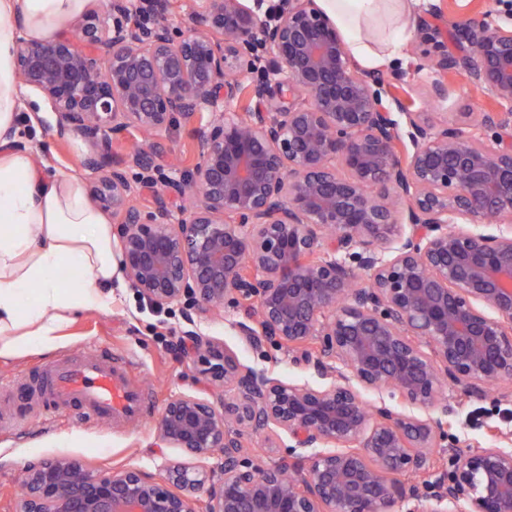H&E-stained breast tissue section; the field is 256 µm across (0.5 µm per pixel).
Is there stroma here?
Masks as SVG:
<instances>
[{
  "label": "stroma",
  "mask_w": 512,
  "mask_h": 512,
  "mask_svg": "<svg viewBox=\"0 0 512 512\" xmlns=\"http://www.w3.org/2000/svg\"><path fill=\"white\" fill-rule=\"evenodd\" d=\"M440 4L446 15L460 21L512 26V0H440ZM395 68L406 72L410 94L421 98L422 110L433 113L435 119L451 112H483L493 106L487 95L458 73L448 77L454 94L447 103L425 101L423 95L433 73L421 55L417 38L404 44ZM26 98L27 108L19 116L20 140L25 143L32 164L52 174L91 181V172L83 166L92 151L91 144L76 134L59 136L57 117L37 91L27 90ZM199 152L193 125L176 122L154 150L160 176L179 177L181 171L192 166ZM186 312L181 304L150 306L122 280L112 286L110 307L78 315L63 327L52 348L34 347L17 358H0V411L13 419L11 429L0 431V512H15L27 466L46 457L72 456L92 472L136 467L156 478L162 477L165 461L181 460L178 449L160 443L158 418L174 397L212 396L200 374L196 355L177 348L186 328ZM254 313L252 302L228 304L221 311L201 316L197 330L207 338L227 344L244 364L286 381L318 384L313 370L295 363L274 342L251 345L234 335L232 322L248 320ZM101 353L125 356L133 381L148 391L150 406L138 421L88 420L78 408H58L30 392L29 379L54 362ZM441 395L458 409L448 432L449 446L460 451L485 447L492 427L512 432V402L477 400L450 385L442 387Z\"/></svg>",
  "instance_id": "stroma-1"
}]
</instances>
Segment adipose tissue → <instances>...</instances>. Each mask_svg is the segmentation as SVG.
Wrapping results in <instances>:
<instances>
[{
	"label": "adipose tissue",
	"mask_w": 512,
	"mask_h": 512,
	"mask_svg": "<svg viewBox=\"0 0 512 512\" xmlns=\"http://www.w3.org/2000/svg\"><path fill=\"white\" fill-rule=\"evenodd\" d=\"M418 0H323L346 32L354 59L382 67L412 33ZM107 0H0V357L52 346L73 315L109 306L116 279L112 226L76 177L36 169L9 142L24 103L13 51L20 35L51 38L90 5ZM78 262L88 278L63 285L56 270Z\"/></svg>",
	"instance_id": "obj_1"
}]
</instances>
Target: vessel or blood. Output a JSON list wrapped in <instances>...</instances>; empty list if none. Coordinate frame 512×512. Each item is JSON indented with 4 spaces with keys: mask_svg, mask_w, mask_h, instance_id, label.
<instances>
[{
    "mask_svg": "<svg viewBox=\"0 0 512 512\" xmlns=\"http://www.w3.org/2000/svg\"><path fill=\"white\" fill-rule=\"evenodd\" d=\"M41 387L59 405L75 404L116 422L138 420L149 408L143 389L132 382L125 359L118 355L58 362Z\"/></svg>",
    "mask_w": 512,
    "mask_h": 512,
    "instance_id": "obj_1",
    "label": "vessel or blood"
}]
</instances>
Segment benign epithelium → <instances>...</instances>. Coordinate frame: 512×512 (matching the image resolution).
I'll return each instance as SVG.
<instances>
[{
	"label": "benign epithelium",
	"instance_id": "obj_1",
	"mask_svg": "<svg viewBox=\"0 0 512 512\" xmlns=\"http://www.w3.org/2000/svg\"><path fill=\"white\" fill-rule=\"evenodd\" d=\"M195 0L197 25L168 22V0H111L70 34L20 37L14 64L58 119L96 152L91 199L112 210L117 274L150 304L193 301L201 314L253 301L236 335L274 341L326 380L294 383L241 363L183 330L220 404L172 398L164 445L205 459L155 479L137 468L93 475L74 458L28 466L17 512H512V448L444 461L451 384L475 398L512 380V30L451 23L448 51L429 4L419 34L433 61L427 100L445 103L464 73L498 107L444 123L415 110L392 77L360 68L316 0ZM287 88L303 102L270 106ZM177 118L201 152L148 206L130 171L156 182L150 151L114 139L159 136ZM192 206L172 219L165 197ZM391 402L368 404L364 392ZM285 456L257 469L244 433Z\"/></svg>",
	"mask_w": 512,
	"mask_h": 512
}]
</instances>
